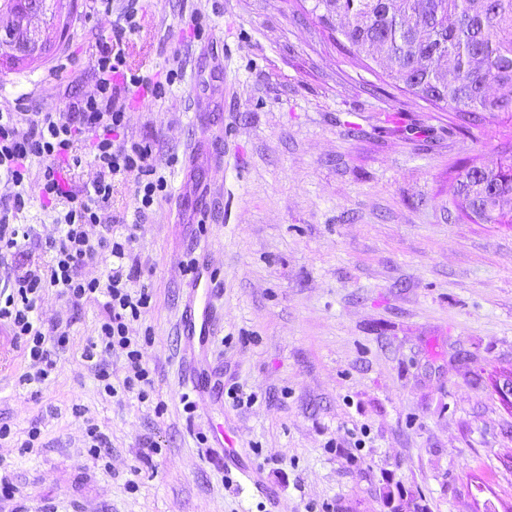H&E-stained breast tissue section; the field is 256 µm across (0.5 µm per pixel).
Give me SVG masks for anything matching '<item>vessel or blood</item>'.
I'll return each instance as SVG.
<instances>
[{
	"label": "vessel or blood",
	"mask_w": 512,
	"mask_h": 512,
	"mask_svg": "<svg viewBox=\"0 0 512 512\" xmlns=\"http://www.w3.org/2000/svg\"><path fill=\"white\" fill-rule=\"evenodd\" d=\"M218 321L211 283L204 274H197L186 288L179 334L183 341L182 384L201 395L209 393L213 388V372L207 353L218 331ZM213 450L223 459L228 474L254 487H261L260 476L242 462L228 431L222 430L215 435Z\"/></svg>",
	"instance_id": "1"
}]
</instances>
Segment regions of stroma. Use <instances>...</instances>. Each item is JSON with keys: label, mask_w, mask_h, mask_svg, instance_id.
I'll list each match as a JSON object with an SVG mask.
<instances>
[{"label": "stroma", "mask_w": 512, "mask_h": 512, "mask_svg": "<svg viewBox=\"0 0 512 512\" xmlns=\"http://www.w3.org/2000/svg\"><path fill=\"white\" fill-rule=\"evenodd\" d=\"M140 4L130 69L182 72L161 97L133 96L123 133L154 146L166 197L135 217V181L118 180L109 209L138 225L135 285L151 302L132 328L153 385L111 397L85 366L101 303L46 295L41 317L69 323L70 342L38 386L0 323V512H512V410L492 389L512 371V224L458 218L451 189L462 164L499 165L512 119L458 130L377 85L304 0ZM111 34L78 0L50 56L0 68V110L59 112L67 92L94 93L92 51ZM198 147L205 159L187 163ZM28 194L14 221L35 225L27 250L46 264L65 206ZM191 258L223 295L210 360L247 407L189 411L176 391ZM220 425L271 496L211 455Z\"/></svg>", "instance_id": "obj_1"}]
</instances>
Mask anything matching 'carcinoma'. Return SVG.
Instances as JSON below:
<instances>
[{"label":"carcinoma","mask_w":512,"mask_h":512,"mask_svg":"<svg viewBox=\"0 0 512 512\" xmlns=\"http://www.w3.org/2000/svg\"><path fill=\"white\" fill-rule=\"evenodd\" d=\"M342 50L380 62L394 87L459 115L512 118V0H312ZM59 0L46 25L64 35ZM498 93L492 95L489 88ZM453 201L472 221L512 224V176L470 164Z\"/></svg>","instance_id":"carcinoma-1"}]
</instances>
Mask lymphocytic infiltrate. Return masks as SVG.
<instances>
[{"label":"lymphocytic infiltrate","instance_id":"lymphocytic-infiltrate-1","mask_svg":"<svg viewBox=\"0 0 512 512\" xmlns=\"http://www.w3.org/2000/svg\"><path fill=\"white\" fill-rule=\"evenodd\" d=\"M126 2L112 23V37L96 42L92 52L94 94L67 98L59 112L0 111V183L11 189L0 197V259L20 253L36 235L32 225L10 221L27 204L30 179H37L41 195L50 204H67L56 219L58 238L48 241L55 252L52 264L12 265L0 273V321L7 322L14 335L25 341L30 369L24 381L40 385L54 374V355L69 339L68 326L44 324L36 314L47 290H54L58 299L75 308L102 300L97 336L86 345L83 358L95 369L105 393L112 396L118 389L130 390L150 382L129 330L149 306L150 296L146 290L131 288L138 274L131 249L134 234L115 235L108 223L112 184L115 179L135 176L134 214L138 217L167 189L166 179L157 172L151 144L133 139L118 145L113 135L126 127L132 93L142 88L158 94L162 85L173 84L180 74L172 68L164 79L155 80L128 69L121 43L137 29L138 0ZM82 140L90 146L99 177L77 193L71 190L65 172L80 165L76 146ZM36 161L42 162L41 171L32 170ZM100 257L115 259V266L105 280L86 278L83 267ZM117 349L125 351L128 361V374L118 387L112 385L103 367L104 355Z\"/></svg>","mask_w":512,"mask_h":512}]
</instances>
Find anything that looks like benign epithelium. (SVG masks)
Segmentation results:
<instances>
[{
  "label": "benign epithelium",
  "mask_w": 512,
  "mask_h": 512,
  "mask_svg": "<svg viewBox=\"0 0 512 512\" xmlns=\"http://www.w3.org/2000/svg\"><path fill=\"white\" fill-rule=\"evenodd\" d=\"M49 5V0H19L17 3L0 0V12L5 11L12 17L8 24H0V52L7 50L31 59L50 54L52 46L37 23Z\"/></svg>",
  "instance_id": "7a95c632"
}]
</instances>
